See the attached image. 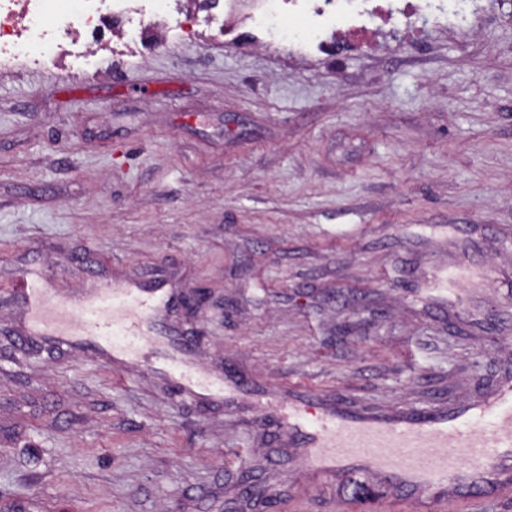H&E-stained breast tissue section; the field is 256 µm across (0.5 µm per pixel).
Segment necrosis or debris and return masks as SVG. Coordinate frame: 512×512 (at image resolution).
Instances as JSON below:
<instances>
[{
  "instance_id": "4bbe7bcc",
  "label": "necrosis or debris",
  "mask_w": 512,
  "mask_h": 512,
  "mask_svg": "<svg viewBox=\"0 0 512 512\" xmlns=\"http://www.w3.org/2000/svg\"><path fill=\"white\" fill-rule=\"evenodd\" d=\"M161 0H0V65L69 58L89 68L108 25L128 41L163 27Z\"/></svg>"
}]
</instances>
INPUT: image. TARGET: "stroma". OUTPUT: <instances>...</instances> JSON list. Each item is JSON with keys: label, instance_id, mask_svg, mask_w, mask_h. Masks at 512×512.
<instances>
[{"label": "stroma", "instance_id": "obj_1", "mask_svg": "<svg viewBox=\"0 0 512 512\" xmlns=\"http://www.w3.org/2000/svg\"><path fill=\"white\" fill-rule=\"evenodd\" d=\"M165 4L190 35L0 68V512H242L246 471L285 493L272 512H340L339 487L267 465L258 412L23 340L12 285L164 277L202 296L173 324L208 371L359 409L491 393L512 376V16L434 0L351 47L344 19L286 12L309 39L289 54L259 0Z\"/></svg>", "mask_w": 512, "mask_h": 512}]
</instances>
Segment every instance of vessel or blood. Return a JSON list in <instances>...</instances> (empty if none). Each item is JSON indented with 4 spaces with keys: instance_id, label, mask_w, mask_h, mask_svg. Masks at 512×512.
Returning <instances> with one entry per match:
<instances>
[{
    "instance_id": "b4317fda",
    "label": "vessel or blood",
    "mask_w": 512,
    "mask_h": 512,
    "mask_svg": "<svg viewBox=\"0 0 512 512\" xmlns=\"http://www.w3.org/2000/svg\"><path fill=\"white\" fill-rule=\"evenodd\" d=\"M13 292L29 313V336L106 353L117 367L147 347L158 357L166 386L178 393L231 408L263 401L234 371L216 377L195 364L189 339L162 323L179 299L161 279L101 288L71 305L50 300L41 274L32 271L14 283ZM77 308L85 320H76ZM308 401L307 392L290 388L287 397L264 401L265 421L287 430L299 468L345 488L350 512L369 506L353 481L357 474L374 475L413 512H446L466 498L512 492L511 378L494 394L430 414L359 411L326 400L310 422L302 414Z\"/></svg>"
}]
</instances>
